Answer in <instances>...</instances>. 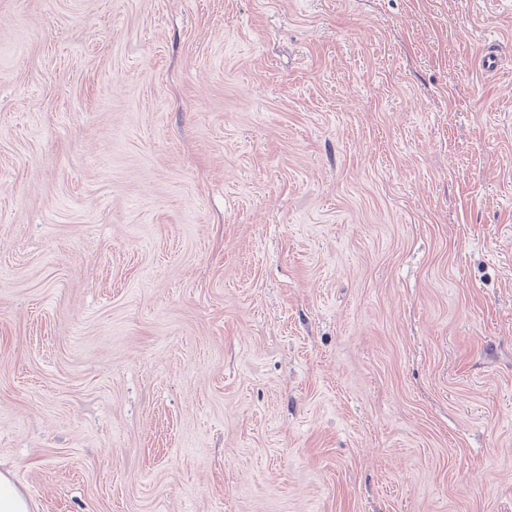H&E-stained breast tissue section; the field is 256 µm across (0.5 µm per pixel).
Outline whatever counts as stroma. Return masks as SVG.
Returning <instances> with one entry per match:
<instances>
[{"label": "stroma", "mask_w": 512, "mask_h": 512, "mask_svg": "<svg viewBox=\"0 0 512 512\" xmlns=\"http://www.w3.org/2000/svg\"><path fill=\"white\" fill-rule=\"evenodd\" d=\"M0 473L512 512V0H0Z\"/></svg>", "instance_id": "obj_1"}]
</instances>
